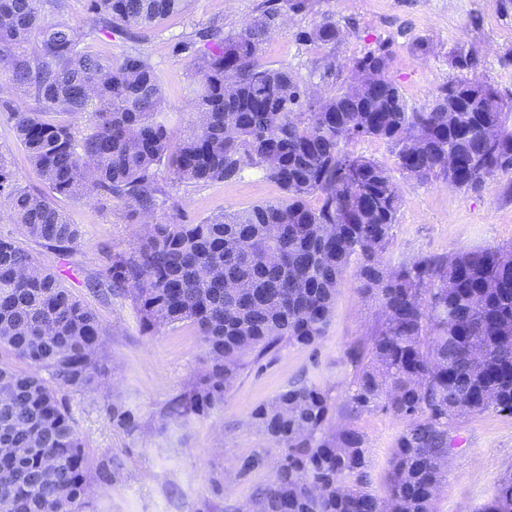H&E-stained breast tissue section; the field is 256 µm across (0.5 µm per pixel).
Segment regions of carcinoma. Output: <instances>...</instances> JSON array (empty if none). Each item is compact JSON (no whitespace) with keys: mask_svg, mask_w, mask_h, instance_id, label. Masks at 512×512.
<instances>
[{"mask_svg":"<svg viewBox=\"0 0 512 512\" xmlns=\"http://www.w3.org/2000/svg\"><path fill=\"white\" fill-rule=\"evenodd\" d=\"M43 0H0V75L33 95L37 107L12 110L18 138L50 194L18 187L0 159V200L22 235L59 259L79 240L55 199L97 194L121 201L144 220L166 191L165 164L177 179L201 185L249 169L278 183L282 198L222 211L198 224H152L129 252L106 256L107 291L129 297L144 330L192 326L209 356L199 382L175 396V420L204 417L224 402L247 358L280 344L312 346L327 330L336 288L352 260L359 290L378 300L382 321L358 367L351 403L361 410L386 397L408 421L398 440L386 497L366 489L363 436L324 431L327 396L299 381L258 406L253 418L280 447L272 480L251 494L253 512H432L446 476L448 420L494 410L512 415V259L482 247L419 258L384 273L371 248H383L402 195L388 169L349 151L372 138L396 155L418 184L448 175V155L469 176L448 185L479 190L512 172V97L471 78L442 87L415 108L388 75L384 43L354 58L352 80L309 101L285 66L260 63V45L284 12L312 0H263L240 31L219 29L184 39L175 52L192 58L189 90L195 130L173 149L163 91L139 54L114 62L79 48L67 22L42 24ZM185 0H89L93 30L112 34L156 26ZM325 17L304 38L336 43ZM212 45L198 56L196 40ZM375 71L380 80H359ZM453 112H448V108ZM315 196L319 205L308 198ZM269 224H283L271 241ZM242 239L249 253L228 240ZM64 269L0 237V352L28 366L0 363V512H87L91 480L110 482L119 467L103 460L91 472L84 443L61 389L91 392L102 375V329L63 281ZM237 283L224 291V281ZM46 371L49 378L40 375ZM491 392L494 399L481 396ZM485 512H512V478L499 484Z\"/></svg>","mask_w":512,"mask_h":512,"instance_id":"carcinoma-1","label":"carcinoma"}]
</instances>
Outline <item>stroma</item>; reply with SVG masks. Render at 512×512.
<instances>
[{
	"label": "stroma",
	"instance_id": "35a3bbf8",
	"mask_svg": "<svg viewBox=\"0 0 512 512\" xmlns=\"http://www.w3.org/2000/svg\"><path fill=\"white\" fill-rule=\"evenodd\" d=\"M261 3L187 0L181 14L129 36L93 32L87 0H66L61 13L48 5L43 13L45 22L63 20L76 28L82 47L94 53L119 60L135 50L147 57L163 85L170 139L176 145L194 131L188 90L195 70L189 58L175 53V42L205 27L237 32ZM328 14L341 30L335 45L300 40L301 31ZM383 42L391 51L389 76L410 106L429 105L448 81L460 77L452 61L457 48L477 58L480 81L512 95V0H314L312 9L287 13L262 43L259 57L268 65H288L301 83L329 93L349 80L352 59ZM419 43L428 44V53L416 51ZM329 57L336 61V73L327 77L323 64ZM35 105L32 95L0 92V158L19 187L43 192L47 186L7 114L11 107ZM350 149L387 168L401 188V207L382 253L386 267L478 246H512V174L496 176L476 192L442 179L421 185L404 177L386 144L362 139L351 142ZM159 179L168 194L153 213L156 223L177 214L194 224L283 195L276 183L254 171L232 182L193 186L177 182L164 167ZM57 204L81 232L65 284L96 314L104 331V370L97 387L89 393L68 392L67 398L91 461L110 457L121 465L112 482H94L91 512H239L256 485L271 481L280 454L252 413L298 380L327 395V429L348 427L363 435L369 487L385 495L390 460L405 422L383 403L359 411L350 403L357 375L351 352L366 346L381 319L378 302L360 293L355 268L341 278L321 340L308 347L282 345L250 362L222 405L206 417L176 421L167 415L170 400L196 382L207 365L201 337L188 325L146 335L131 299L88 286L99 278L107 253L135 245L141 224L117 200L77 196ZM111 406L128 411L131 426L112 422L107 414ZM448 436L454 449L432 512H481L498 483L512 475V416L490 410L457 417L448 422ZM256 451L266 453V464L239 476L240 460Z\"/></svg>",
	"mask_w": 512,
	"mask_h": 512
}]
</instances>
